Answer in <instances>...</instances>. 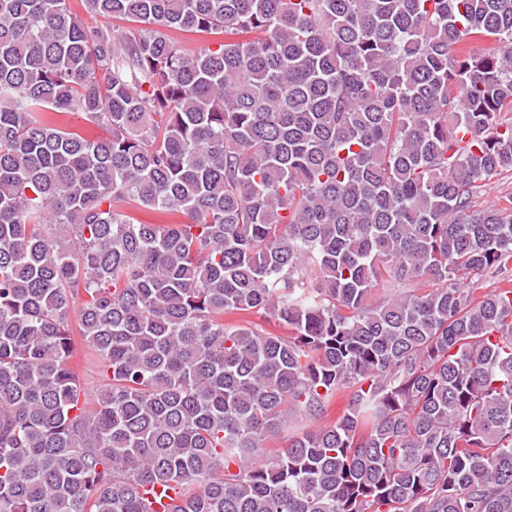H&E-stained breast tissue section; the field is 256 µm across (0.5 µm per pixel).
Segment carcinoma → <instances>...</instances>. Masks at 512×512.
Wrapping results in <instances>:
<instances>
[{"instance_id":"obj_1","label":"carcinoma","mask_w":512,"mask_h":512,"mask_svg":"<svg viewBox=\"0 0 512 512\" xmlns=\"http://www.w3.org/2000/svg\"><path fill=\"white\" fill-rule=\"evenodd\" d=\"M82 6L0 0V512H512V0ZM64 119L70 129L81 133L87 138L97 139L108 135V131L104 127L94 125L81 114L71 113L65 116ZM509 196H512V172H504L492 179L491 184L475 197V203L479 208H497ZM77 360L79 362L80 381L87 393L93 395L102 383L98 373L97 361L89 355V350L84 343L78 339Z\"/></svg>"}]
</instances>
